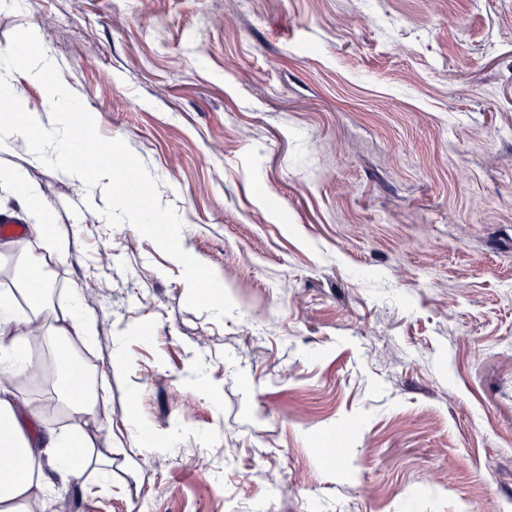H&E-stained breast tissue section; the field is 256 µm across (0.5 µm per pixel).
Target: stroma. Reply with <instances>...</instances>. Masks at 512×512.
<instances>
[{"label":"stroma","mask_w":512,"mask_h":512,"mask_svg":"<svg viewBox=\"0 0 512 512\" xmlns=\"http://www.w3.org/2000/svg\"><path fill=\"white\" fill-rule=\"evenodd\" d=\"M23 2L0 49L36 25L168 218L0 159L97 316L112 478L51 512H512V0ZM0 183L8 186L22 205L31 233L43 244L50 261H63L68 256L65 237L58 229L44 222L45 209L41 205V191L37 184L28 181L19 170L0 167Z\"/></svg>","instance_id":"1"}]
</instances>
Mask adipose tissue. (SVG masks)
I'll return each mask as SVG.
<instances>
[{
    "mask_svg": "<svg viewBox=\"0 0 512 512\" xmlns=\"http://www.w3.org/2000/svg\"><path fill=\"white\" fill-rule=\"evenodd\" d=\"M28 49L17 47L0 50V85L18 67H25L29 82L45 89L43 110L69 120L80 112V99L54 83L55 65L46 48L29 39ZM40 114L28 111L17 92L0 98V122L10 133L0 137V155L13 151L16 140L40 143L53 138L44 127ZM84 127L69 125L56 162L62 171L78 182L83 194H90L95 180L79 161L85 139ZM0 183L8 186L22 205L32 236L44 248L42 255L29 252V239L17 238L9 243L19 259L14 268L17 292L0 293V457L7 458L10 470L0 473V512H45L57 482L85 477L87 472L106 473L112 469V444L88 431L89 420L97 416V401L88 391L85 370L73 362L71 346L94 336L97 317L89 310L83 289L76 288L64 309L52 304V293L42 279L47 261L67 257L64 236L44 221L41 191L19 170L0 167ZM27 302L26 311H18V299ZM42 341L53 356L61 384L58 403L48 406L31 400L13 379L39 370L37 362L26 358L23 350L32 341ZM64 409L71 420L69 428L57 430L47 421L55 409Z\"/></svg>",
    "mask_w": 512,
    "mask_h": 512,
    "instance_id": "obj_1",
    "label": "adipose tissue"
}]
</instances>
